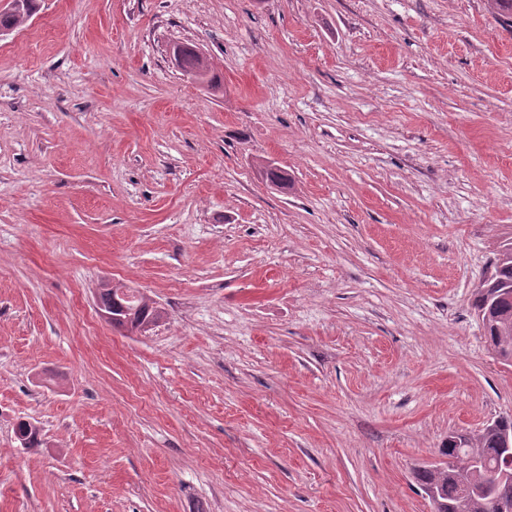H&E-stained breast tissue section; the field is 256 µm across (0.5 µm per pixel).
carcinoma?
<instances>
[{
	"label": "carcinoma",
	"mask_w": 512,
	"mask_h": 512,
	"mask_svg": "<svg viewBox=\"0 0 512 512\" xmlns=\"http://www.w3.org/2000/svg\"><path fill=\"white\" fill-rule=\"evenodd\" d=\"M36 0H18L11 11L0 12V30H13L25 23L37 10ZM181 69L190 77L216 85L210 63L191 44H178ZM493 281L476 292L474 309L481 317L486 338L502 363L512 364V242L499 247L492 262ZM97 305L120 316L115 329L148 332L163 318V311L150 297L137 293L130 300L118 304L113 289L103 284L96 294ZM512 430V416L499 417L478 432L455 431L448 435V445L442 454L448 457V466H427L415 473L416 482L424 491L433 488L445 505V512H499L495 494H476L468 487L481 483L482 462L493 466L504 460L501 450L502 429ZM17 439L28 448L41 445L40 429L21 422L16 428Z\"/></svg>",
	"instance_id": "1"
}]
</instances>
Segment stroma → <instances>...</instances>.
Returning a JSON list of instances; mask_svg holds the SVG:
<instances>
[{"label": "stroma", "instance_id": "obj_1", "mask_svg": "<svg viewBox=\"0 0 512 512\" xmlns=\"http://www.w3.org/2000/svg\"><path fill=\"white\" fill-rule=\"evenodd\" d=\"M39 3L0 36V512H432L415 469L512 415L472 307L512 238V23ZM108 280L161 323L113 329ZM179 50L181 69L190 77L207 82L211 86H215L214 75H211L210 63L198 50L191 44H177L173 50Z\"/></svg>", "mask_w": 512, "mask_h": 512}]
</instances>
